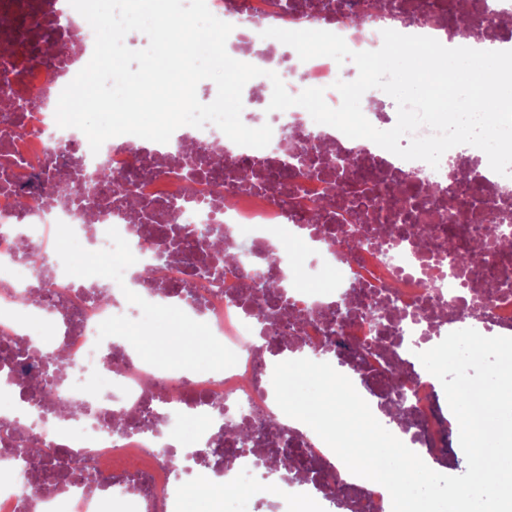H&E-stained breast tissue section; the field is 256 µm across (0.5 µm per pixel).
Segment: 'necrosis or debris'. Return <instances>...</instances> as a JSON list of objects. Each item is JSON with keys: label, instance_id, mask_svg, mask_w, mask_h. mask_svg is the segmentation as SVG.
<instances>
[{"label": "necrosis or debris", "instance_id": "4bbe7bcc", "mask_svg": "<svg viewBox=\"0 0 512 512\" xmlns=\"http://www.w3.org/2000/svg\"><path fill=\"white\" fill-rule=\"evenodd\" d=\"M329 0H206L233 27L228 54L263 69L242 96L244 109L270 103L276 71L289 94L318 87L330 107L333 60L289 61L263 32L269 28L326 30L355 52L382 45L386 28L411 35L430 15L449 46H506L512 27L486 28L489 12L512 17V0H354L364 31L336 19ZM466 25L455 26L456 15ZM0 512H182L183 447L207 446L200 467L219 469L225 485L283 455L302 454L300 479L281 475L270 497L292 504L332 503L338 512H385L387 489L344 478L345 464L311 429L280 421L269 356L302 354L333 338L341 366L364 373L374 388L377 419L405 445L437 461L450 450L458 421L440 381L418 355L450 332L512 334V249L492 244L486 217L512 216V177L493 172L476 148L450 149L438 167L404 160L378 145H353L336 128L316 123L302 107L279 112L268 146L231 141L215 125L178 128L168 143L135 135L106 140L92 152L78 129L62 128L49 108L75 77L89 48L84 19L68 0H0ZM66 46L67 61L50 55ZM353 158L349 172L326 165L323 150ZM246 168L247 186L234 172ZM116 190L103 191L99 171ZM37 174L28 191L22 178ZM387 198L355 223L337 220L336 185L358 181ZM422 203L426 239L392 236L401 223L396 185ZM329 215L315 224L312 210ZM198 224L224 228L221 247L193 243ZM292 227L319 259L285 274ZM112 259L131 282L79 277L70 252ZM172 259L157 266V252ZM469 253L459 268L449 252ZM217 266L219 279L199 270ZM332 284L312 289L324 275ZM273 286L284 314L265 310L254 282ZM197 305H185L183 284ZM188 311L204 325L223 361L188 370L172 359H148L128 341L140 307L153 302ZM53 360V385L34 386L25 366ZM85 415L72 417L71 408ZM276 420L269 441L246 455L232 434L259 415ZM204 420L185 436L186 418ZM36 447L32 467L21 448Z\"/></svg>", "mask_w": 512, "mask_h": 512}]
</instances>
